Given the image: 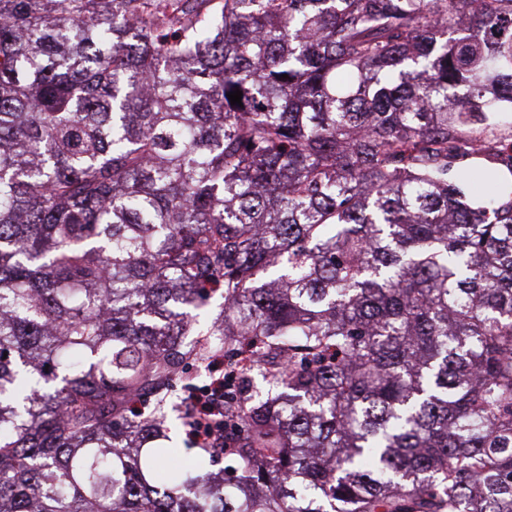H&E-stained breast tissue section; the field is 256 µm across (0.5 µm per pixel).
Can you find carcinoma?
<instances>
[{
	"label": "carcinoma",
	"instance_id": "obj_1",
	"mask_svg": "<svg viewBox=\"0 0 512 512\" xmlns=\"http://www.w3.org/2000/svg\"><path fill=\"white\" fill-rule=\"evenodd\" d=\"M510 113L512 0H0V512H512ZM220 389L221 387H217L216 390H211L210 393H208L209 391L200 393L195 400L196 404L191 396L187 399V403L190 406V414L193 415L188 423L189 431L197 440L203 443H207L213 438L211 437L213 432L211 427L213 418L211 416L224 415V412L221 411L224 408V402L222 406L219 402L222 397L219 395Z\"/></svg>",
	"mask_w": 512,
	"mask_h": 512
}]
</instances>
